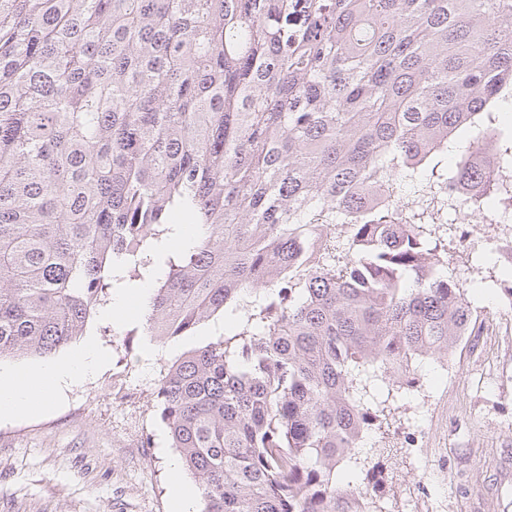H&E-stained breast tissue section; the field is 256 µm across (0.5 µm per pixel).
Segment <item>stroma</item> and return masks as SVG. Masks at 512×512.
Segmentation results:
<instances>
[{
  "mask_svg": "<svg viewBox=\"0 0 512 512\" xmlns=\"http://www.w3.org/2000/svg\"><path fill=\"white\" fill-rule=\"evenodd\" d=\"M512 263V224L448 227L454 281L483 285L470 336L423 361L420 381L388 404L365 447L386 512H512V301L500 282ZM142 316L99 310L60 357L94 343L104 363L45 411L0 419V512H174L160 419L161 372L199 339L158 342Z\"/></svg>",
  "mask_w": 512,
  "mask_h": 512,
  "instance_id": "stroma-1",
  "label": "stroma"
}]
</instances>
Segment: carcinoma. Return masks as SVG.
Returning <instances> with one entry per match:
<instances>
[{
	"instance_id": "obj_1",
	"label": "carcinoma",
	"mask_w": 512,
	"mask_h": 512,
	"mask_svg": "<svg viewBox=\"0 0 512 512\" xmlns=\"http://www.w3.org/2000/svg\"><path fill=\"white\" fill-rule=\"evenodd\" d=\"M510 111L512 0H0V358L151 279L147 335L234 330L158 387L202 512H373L382 397L477 321L436 230L512 216L470 162Z\"/></svg>"
}]
</instances>
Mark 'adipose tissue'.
I'll return each mask as SVG.
<instances>
[{"label":"adipose tissue","mask_w":512,"mask_h":512,"mask_svg":"<svg viewBox=\"0 0 512 512\" xmlns=\"http://www.w3.org/2000/svg\"><path fill=\"white\" fill-rule=\"evenodd\" d=\"M101 355L87 345L75 357L50 360L29 372L0 367V416L10 417L41 410L60 386L94 374Z\"/></svg>","instance_id":"adipose-tissue-1"}]
</instances>
